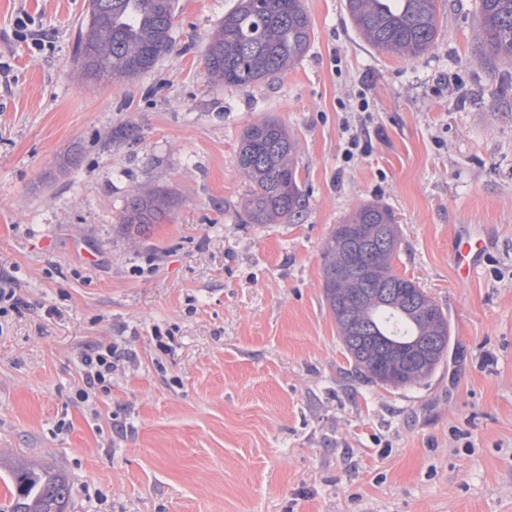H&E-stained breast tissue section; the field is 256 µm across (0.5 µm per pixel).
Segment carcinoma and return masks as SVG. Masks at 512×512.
Wrapping results in <instances>:
<instances>
[{
	"label": "carcinoma",
	"instance_id": "cac0c4a2",
	"mask_svg": "<svg viewBox=\"0 0 512 512\" xmlns=\"http://www.w3.org/2000/svg\"><path fill=\"white\" fill-rule=\"evenodd\" d=\"M440 0H346L356 30L374 48L416 58L435 43ZM174 0H90V17L77 43L80 80L133 78L153 67L171 48ZM481 38L494 57L512 59V0H479ZM311 23L301 0H240L226 13L203 50L207 77L247 88L296 63L310 43ZM295 143L277 120L247 126L236 155L238 171L252 190L243 211L251 224L298 218L305 196L294 161ZM160 191L134 190L119 229L133 244L170 211ZM399 241L389 210L366 204L332 232L321 258L324 297L356 372L383 382L382 372L400 376V386L433 375L448 353V316L421 288L397 274ZM423 343L428 368L419 372L401 354ZM9 496L0 512H69L68 479L33 464L5 474Z\"/></svg>",
	"mask_w": 512,
	"mask_h": 512
}]
</instances>
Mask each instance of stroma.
<instances>
[{"label": "stroma", "instance_id": "1", "mask_svg": "<svg viewBox=\"0 0 512 512\" xmlns=\"http://www.w3.org/2000/svg\"><path fill=\"white\" fill-rule=\"evenodd\" d=\"M237 3L176 0L170 53L81 83L89 0H0V276L22 301L0 331V464L64 474L71 512H512V61L480 53L478 0H444L413 59L369 45L345 0H303L302 59L228 87L201 56ZM23 15L45 50L15 36ZM265 118L297 143L295 221L243 214L239 139ZM347 122L368 155L344 159ZM136 187L172 199L137 246L118 229ZM365 204L391 209L396 272L451 325L413 386L356 373L324 298L322 244ZM459 224L488 238L466 279ZM109 343L111 392L79 400L83 354Z\"/></svg>", "mask_w": 512, "mask_h": 512}]
</instances>
